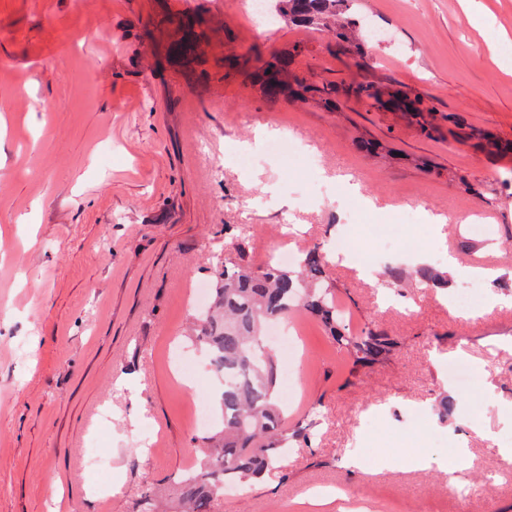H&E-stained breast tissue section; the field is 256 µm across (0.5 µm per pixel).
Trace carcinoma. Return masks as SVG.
Returning a JSON list of instances; mask_svg holds the SVG:
<instances>
[{
    "label": "carcinoma",
    "instance_id": "obj_1",
    "mask_svg": "<svg viewBox=\"0 0 512 512\" xmlns=\"http://www.w3.org/2000/svg\"><path fill=\"white\" fill-rule=\"evenodd\" d=\"M273 23L289 27L326 28L341 46L350 45L363 30L356 0H268ZM255 72L267 94L288 90V71L271 54L255 60ZM346 95L377 108L409 112L432 111L424 101L402 89L383 92L372 82H351ZM326 253L318 246L305 251L297 269L267 263L254 266L245 247L215 271L210 306L196 317L189 340L200 345L215 371L224 377L216 403L222 423L198 441L196 467L170 477L176 487L173 512H212L224 496L226 481L250 486L290 448H303L311 437L302 429L288 430L278 397L276 353L262 344V330L271 321L286 320L297 310L316 317L336 347L363 367L388 359L396 348L386 332L369 325L353 333L327 282Z\"/></svg>",
    "mask_w": 512,
    "mask_h": 512
}]
</instances>
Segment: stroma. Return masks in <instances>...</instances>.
I'll list each match as a JSON object with an SVG mask.
<instances>
[{"mask_svg": "<svg viewBox=\"0 0 512 512\" xmlns=\"http://www.w3.org/2000/svg\"><path fill=\"white\" fill-rule=\"evenodd\" d=\"M357 8L386 34L362 62L328 32L267 25L246 0H0V512H136L143 492L170 493L199 436L175 373L191 285L240 236L259 267L392 227L401 253L376 258L374 282L336 262L326 274L351 330L387 332L393 355L350 376L317 321L289 317L303 357L284 404L289 423L313 420L312 445L213 512H312L300 496L323 483L372 512H512V153L451 122L512 141V54L498 50L512 0ZM187 10L206 26L179 30ZM257 54L309 82L417 93L434 132L354 99L268 101L250 71L225 74L226 57ZM274 132L316 158L310 173L268 153ZM468 219L487 232L463 251ZM434 246L497 270L471 292L480 318L447 307L465 277L417 287ZM451 360L484 367L488 395L451 382ZM436 431L467 446L458 476ZM93 446L112 471L103 487ZM358 446L371 466L351 467Z\"/></svg>", "mask_w": 512, "mask_h": 512, "instance_id": "1", "label": "stroma"}]
</instances>
